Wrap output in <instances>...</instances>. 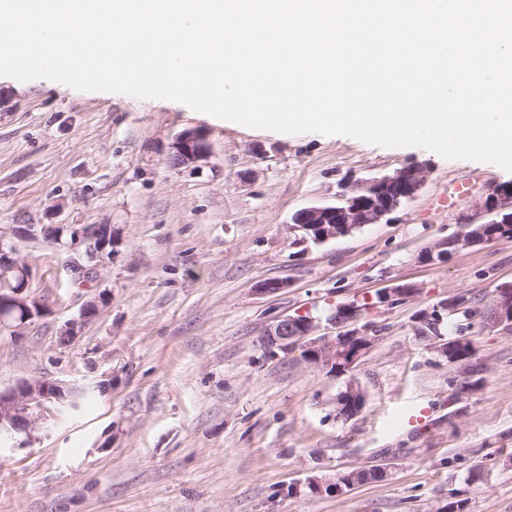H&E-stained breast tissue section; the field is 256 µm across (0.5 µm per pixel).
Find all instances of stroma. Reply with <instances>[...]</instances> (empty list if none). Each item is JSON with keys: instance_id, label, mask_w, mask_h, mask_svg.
<instances>
[{"instance_id": "obj_1", "label": "stroma", "mask_w": 512, "mask_h": 512, "mask_svg": "<svg viewBox=\"0 0 512 512\" xmlns=\"http://www.w3.org/2000/svg\"><path fill=\"white\" fill-rule=\"evenodd\" d=\"M207 135L199 168H173L181 130ZM426 167L416 197L388 221L302 244L290 219L335 201L342 184ZM512 182L485 162L348 136L286 135L168 100L0 78V248L45 307L0 325V390L25 379L83 387L78 409L47 406L32 437L0 461V512H512V329L475 335L482 379L461 376L418 316L465 297L482 311L512 282V242L419 263L436 240L482 221L477 202ZM33 234L20 237L18 225ZM112 227L111 253L81 234ZM94 272L78 284L71 260ZM286 281L276 293L263 283ZM401 284L415 292L371 308ZM98 315L63 344V325ZM364 305L376 331L346 372L272 354L279 316ZM365 395L344 419L348 381ZM421 422H412L414 414ZM378 482L331 490L337 475Z\"/></svg>"}]
</instances>
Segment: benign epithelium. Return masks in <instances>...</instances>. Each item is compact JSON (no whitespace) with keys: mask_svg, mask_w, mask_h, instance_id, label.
<instances>
[{"mask_svg":"<svg viewBox=\"0 0 512 512\" xmlns=\"http://www.w3.org/2000/svg\"><path fill=\"white\" fill-rule=\"evenodd\" d=\"M207 136L199 129H184L176 134L168 156L173 167L195 166L210 156ZM426 177V169L419 165L405 167L392 174H384L354 181L341 187L336 202L313 205L296 211L291 217L293 229L303 233L301 243L321 244L351 233L364 224H379L393 212L412 201ZM479 208L488 220L467 225V230L448 238L435 241L422 250L417 260L425 264L443 263L453 252L475 244L497 241L498 224H512V184L495 187L480 202ZM112 225L100 224L85 230L93 250L102 253L112 248ZM21 282L18 288L0 289V323L6 321L24 324L42 315L43 307L25 295L24 274L16 276ZM363 308L355 303L340 306L337 313L326 318L327 325L337 330L328 341L312 338L320 328V322L311 316H284L277 319L265 331L261 343L268 352L288 353L303 345L306 360L325 365L338 373L349 370L373 344L375 337L368 328H356L354 324L362 316ZM448 303L442 302L432 310L422 313L418 322L433 328L441 326ZM97 313V305L85 306L79 319L68 321L59 336L62 343L75 339L83 323ZM512 326V283L497 287L495 299L482 318V327L493 330ZM79 390L64 382L27 379L14 388L0 390V439L11 440L23 434L27 437L39 429L42 411L46 405L76 406ZM342 404L360 408L364 401L362 390L349 384L340 396Z\"/></svg>","mask_w":512,"mask_h":512,"instance_id":"7a95c632","label":"benign epithelium"}]
</instances>
